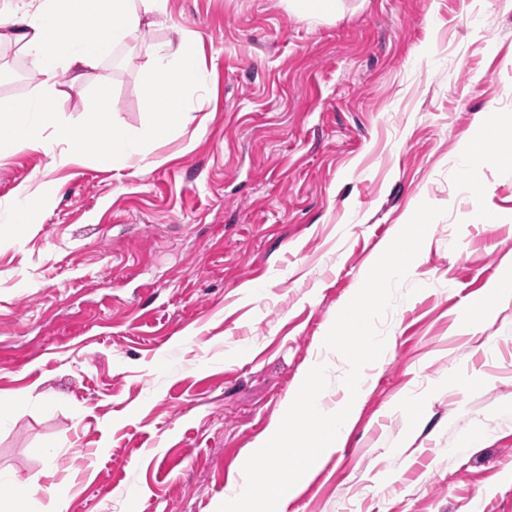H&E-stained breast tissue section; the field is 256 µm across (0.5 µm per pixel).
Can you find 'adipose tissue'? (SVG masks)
<instances>
[{
  "label": "adipose tissue",
  "instance_id": "ef3b65f1",
  "mask_svg": "<svg viewBox=\"0 0 512 512\" xmlns=\"http://www.w3.org/2000/svg\"><path fill=\"white\" fill-rule=\"evenodd\" d=\"M0 43L19 46L37 69L38 84L28 102L0 100V151L38 149L61 162L80 161L87 142L112 159L143 163L148 144L162 140L183 122L186 94L208 90L212 74L192 49L195 35L173 27L163 44L147 42L145 27L169 14V0H6ZM132 46L145 62L140 79L149 93L154 121L135 134L115 128L112 104L100 96L76 128L57 120L58 102L66 94L64 76L92 75L116 49ZM512 126V113L488 111L478 135L461 151L474 166L512 167V147L500 139Z\"/></svg>",
  "mask_w": 512,
  "mask_h": 512
}]
</instances>
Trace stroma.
<instances>
[{
    "instance_id": "obj_1",
    "label": "stroma",
    "mask_w": 512,
    "mask_h": 512,
    "mask_svg": "<svg viewBox=\"0 0 512 512\" xmlns=\"http://www.w3.org/2000/svg\"><path fill=\"white\" fill-rule=\"evenodd\" d=\"M289 0H170L213 73L148 166L98 150L59 165L0 156V498L17 512H217L326 327L421 203L432 243L378 323L387 350L344 447L287 512H512V303L460 329L512 258V169L464 167L487 107L512 113V0H338L315 23ZM138 50L69 89L76 126L107 89L121 131L151 117ZM38 82L0 47V99ZM501 222L470 221L465 188ZM327 355V354H324ZM329 361L328 402L347 362ZM460 384L448 383L449 374ZM426 396L424 418L394 408Z\"/></svg>"
}]
</instances>
